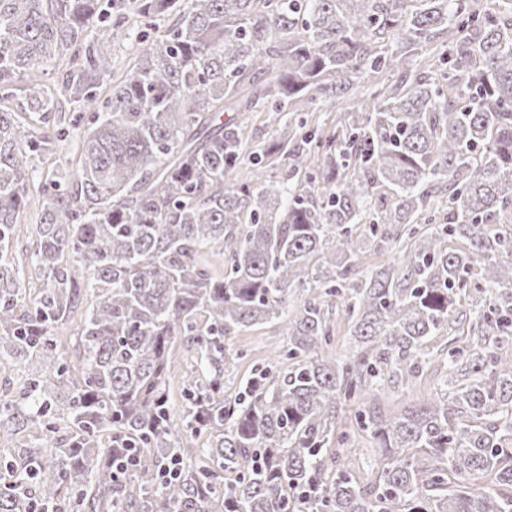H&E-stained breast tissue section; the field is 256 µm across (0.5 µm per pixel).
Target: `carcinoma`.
<instances>
[{
	"mask_svg": "<svg viewBox=\"0 0 512 512\" xmlns=\"http://www.w3.org/2000/svg\"><path fill=\"white\" fill-rule=\"evenodd\" d=\"M0 0V359L27 373L0 399V512H512V0ZM176 17L120 80L105 43ZM97 107L81 169L58 162L29 243L13 250L34 152L5 101ZM109 97L99 101L105 79ZM354 101L328 134L319 100ZM287 115L251 153L241 116ZM319 160L315 172L308 159ZM288 163L279 180L269 171ZM404 243L360 275L366 245ZM219 250L224 276L200 262ZM288 321L278 371L224 398V334ZM70 350L56 329L88 294ZM338 297L358 343L319 357ZM458 325L431 395L361 407L371 479L342 404L416 376ZM196 361L189 410L167 391L176 345ZM202 440L189 448L180 433ZM176 465L171 475L167 467Z\"/></svg>",
	"mask_w": 512,
	"mask_h": 512,
	"instance_id": "carcinoma-1",
	"label": "carcinoma"
}]
</instances>
